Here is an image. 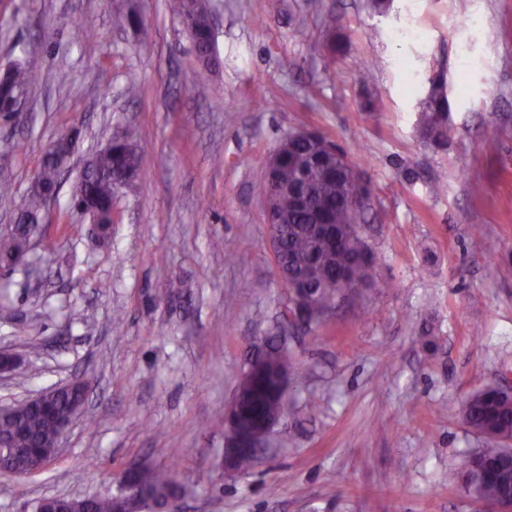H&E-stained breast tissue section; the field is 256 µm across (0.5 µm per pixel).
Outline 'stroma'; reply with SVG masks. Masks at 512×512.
<instances>
[{
  "label": "stroma",
  "mask_w": 512,
  "mask_h": 512,
  "mask_svg": "<svg viewBox=\"0 0 512 512\" xmlns=\"http://www.w3.org/2000/svg\"><path fill=\"white\" fill-rule=\"evenodd\" d=\"M121 3L0 0V66L38 62L18 122H0V173L25 194L47 147L76 140L36 271H0V351L20 360L0 407L91 383L43 470L0 473V512L115 494L137 463L185 487L182 512H481L448 473L487 444L461 419L466 398L512 383V0H390L382 14L211 0L214 74L165 0H141L135 32L112 24ZM440 72L450 139L436 150L418 122ZM298 130L344 150L369 187L374 283L289 335L285 413L228 473L224 410L288 304L259 178ZM117 131L151 149L97 247L69 200Z\"/></svg>",
  "instance_id": "obj_1"
}]
</instances>
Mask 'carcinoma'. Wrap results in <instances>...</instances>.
<instances>
[{
    "mask_svg": "<svg viewBox=\"0 0 512 512\" xmlns=\"http://www.w3.org/2000/svg\"><path fill=\"white\" fill-rule=\"evenodd\" d=\"M171 14L183 19L192 15L194 25L189 30L192 48L203 69L210 68V58L216 57L214 35L211 27L209 0H167ZM113 24L122 28H134L140 24L141 12L138 0H126L116 11ZM35 79V62L29 58L19 60L0 71V114L9 117L14 113L20 97H29ZM448 101L430 92L420 117V131L424 142L442 148L448 142L445 124ZM326 138L298 142L293 151L281 156V173L288 185L305 197L307 206L293 204L288 190L279 193L278 206L285 217L282 236L280 267L282 278L309 273L308 287L316 295L311 309L313 323L317 324L336 303L335 285L347 276L353 283H365L372 278L375 256L365 258L362 249L365 242L352 232L360 224L346 200H361L368 194L366 184L352 182L333 174V169L346 168L351 164L340 149L331 153L324 148ZM147 146L127 138L112 147L99 148L87 160L85 170L78 177L72 194V207L94 224H112V200L119 190L118 184L128 182L133 176L140 177L141 157ZM61 168L46 158L41 159L37 175L22 200H16L10 180L0 178V210L12 213L21 209L26 215L41 216L48 191L58 189ZM24 238L13 228L7 237L0 239V266L12 261L22 263L21 242ZM82 401V393L55 392L48 406L33 404L12 416H0V434L16 436L13 448H0V470L23 475L31 469V449L37 448L45 456L54 455L49 447L57 431L58 418ZM465 423L474 431L490 438V444L479 450L486 461L497 459L502 453L501 444L492 435L512 431V397L498 393L487 386L471 394L462 406ZM464 487L478 500L497 499L501 489V476L493 469H486L477 477L472 467L464 464ZM139 481L155 500L169 497L173 483L148 468L140 472ZM65 512H113L112 497L93 498L59 497Z\"/></svg>",
    "mask_w": 512,
    "mask_h": 512,
    "instance_id": "cac0c4a2",
    "label": "carcinoma"
}]
</instances>
